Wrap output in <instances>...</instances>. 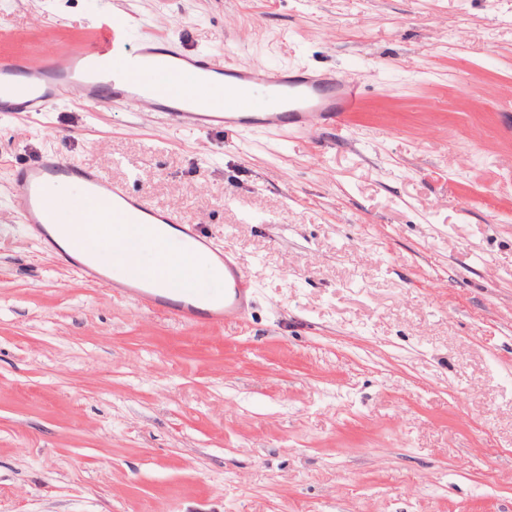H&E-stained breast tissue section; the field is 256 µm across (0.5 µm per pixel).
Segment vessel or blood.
Returning <instances> with one entry per match:
<instances>
[{
	"label": "vessel or blood",
	"mask_w": 512,
	"mask_h": 512,
	"mask_svg": "<svg viewBox=\"0 0 512 512\" xmlns=\"http://www.w3.org/2000/svg\"><path fill=\"white\" fill-rule=\"evenodd\" d=\"M124 16L104 24L91 48L38 58L0 56V112L51 111L60 98L107 108L119 103L162 115L169 126L205 132L216 128L314 129L341 125L359 106L356 82L339 72L266 69L251 62H220L215 54L185 52L157 37L130 44ZM229 81L223 97L210 93L214 76ZM78 178L82 194L96 209L74 207L87 228L82 251L110 252L125 269L124 289L145 306L176 320L218 324L242 320L251 304L254 283L244 267L224 256V274L216 288L197 285V273L184 260V248L210 249L196 225L132 194L124 185L60 155H47L15 172L12 202L20 223L44 234L57 205L46 187ZM180 224L184 238L172 246L160 232H147L154 221ZM120 226L116 235L107 227Z\"/></svg>",
	"instance_id": "1"
}]
</instances>
